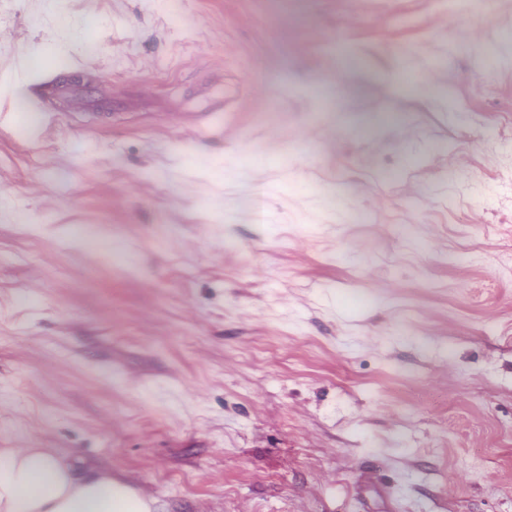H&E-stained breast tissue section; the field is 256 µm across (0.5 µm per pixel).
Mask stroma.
Listing matches in <instances>:
<instances>
[{
    "label": "stroma",
    "instance_id": "obj_1",
    "mask_svg": "<svg viewBox=\"0 0 512 512\" xmlns=\"http://www.w3.org/2000/svg\"><path fill=\"white\" fill-rule=\"evenodd\" d=\"M0 448L512 512V0H0Z\"/></svg>",
    "mask_w": 512,
    "mask_h": 512
}]
</instances>
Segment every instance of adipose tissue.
<instances>
[{"mask_svg":"<svg viewBox=\"0 0 512 512\" xmlns=\"http://www.w3.org/2000/svg\"><path fill=\"white\" fill-rule=\"evenodd\" d=\"M0 512H151L110 473L77 475L45 448L0 450Z\"/></svg>","mask_w":512,"mask_h":512,"instance_id":"adipose-tissue-1","label":"adipose tissue"}]
</instances>
